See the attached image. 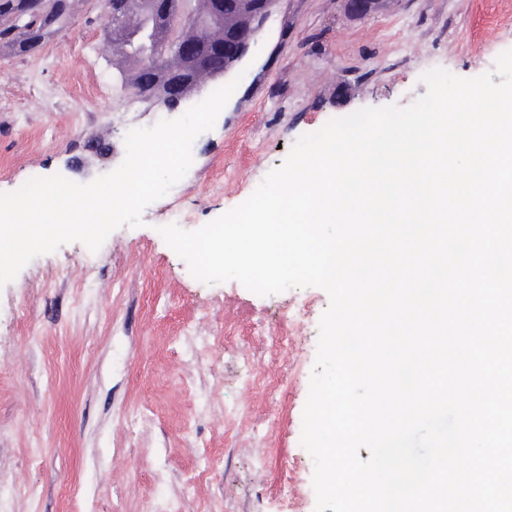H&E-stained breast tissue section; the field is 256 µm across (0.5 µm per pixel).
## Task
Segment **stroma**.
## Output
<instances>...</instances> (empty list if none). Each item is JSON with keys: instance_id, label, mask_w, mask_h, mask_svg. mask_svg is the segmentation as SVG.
Returning <instances> with one entry per match:
<instances>
[{"instance_id": "1", "label": "stroma", "mask_w": 512, "mask_h": 512, "mask_svg": "<svg viewBox=\"0 0 512 512\" xmlns=\"http://www.w3.org/2000/svg\"><path fill=\"white\" fill-rule=\"evenodd\" d=\"M101 6L82 0L42 47L0 51V193L86 184L129 130L180 117L121 90ZM512 50V0H277L193 164L138 227L99 251L37 256L0 286V512H315L299 442L327 293L206 284L158 229L244 202L294 142L366 107L408 106L427 67L472 78ZM112 147L99 156V141Z\"/></svg>"}]
</instances>
